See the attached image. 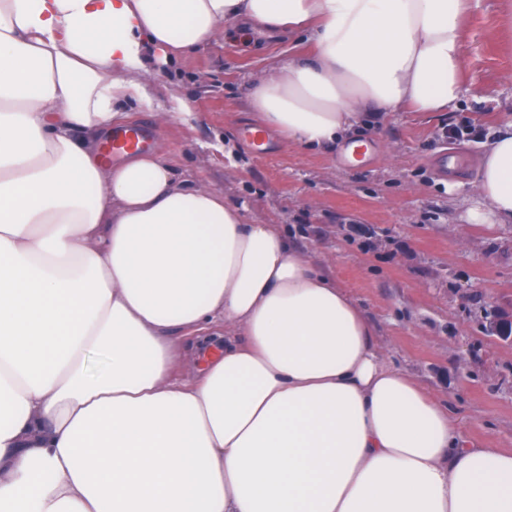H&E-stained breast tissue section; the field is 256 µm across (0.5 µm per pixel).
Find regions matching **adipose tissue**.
<instances>
[{
	"label": "adipose tissue",
	"instance_id": "1",
	"mask_svg": "<svg viewBox=\"0 0 512 512\" xmlns=\"http://www.w3.org/2000/svg\"><path fill=\"white\" fill-rule=\"evenodd\" d=\"M471 2L0 0V512H512V450L465 439L283 227L169 151L99 150L133 102L193 126L154 61L261 29L313 47L254 78L262 127L356 156L363 119L461 96ZM472 187L512 224V118Z\"/></svg>",
	"mask_w": 512,
	"mask_h": 512
}]
</instances>
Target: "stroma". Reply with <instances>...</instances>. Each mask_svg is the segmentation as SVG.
<instances>
[{
    "instance_id": "stroma-1",
    "label": "stroma",
    "mask_w": 512,
    "mask_h": 512,
    "mask_svg": "<svg viewBox=\"0 0 512 512\" xmlns=\"http://www.w3.org/2000/svg\"><path fill=\"white\" fill-rule=\"evenodd\" d=\"M280 39H225L161 66L160 97L190 99L194 127L130 121L259 224H281L362 306L386 357L449 402L467 439L512 449V344L488 337L494 310L512 308V226L476 224L478 154L512 113V8L473 0L459 102L443 113L396 112L357 131L370 156L295 146L278 133L255 151L253 76L287 61Z\"/></svg>"
}]
</instances>
